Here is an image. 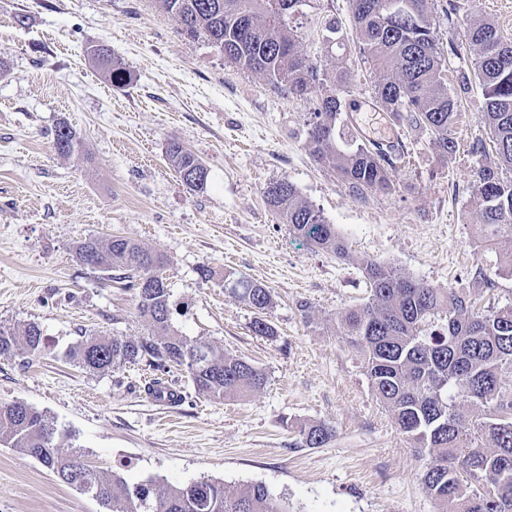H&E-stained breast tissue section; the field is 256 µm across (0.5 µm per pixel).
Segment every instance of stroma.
<instances>
[{"label":"stroma","mask_w":512,"mask_h":512,"mask_svg":"<svg viewBox=\"0 0 512 512\" xmlns=\"http://www.w3.org/2000/svg\"><path fill=\"white\" fill-rule=\"evenodd\" d=\"M446 5L435 0L431 23L440 43L458 47L447 68L473 73L463 21L448 20ZM331 19L339 31L327 45ZM289 24L317 62L322 90L335 89L357 128L377 74L354 51L349 0H312ZM98 42L131 71L129 86L112 85L88 59ZM0 55L8 65L0 75V325L39 323L50 345L41 357L0 356V403L42 412L60 454L103 476L121 471L131 484L262 483L288 512H439L421 481L423 460L334 325L369 296L364 259L464 289L485 306L512 304V276L495 274V254L472 239L477 158L469 146L487 136L479 86L464 93L457 79L448 83L460 103L456 153L442 156L429 132H402L395 191L361 197L306 146L322 90L275 92L206 38L181 35L155 0H0ZM62 120L84 154L53 150ZM172 138L208 168L204 190L188 189L169 165ZM284 179L335 224L352 259L291 234L263 197ZM112 235L166 256L174 327L262 368L260 391L220 402L199 394L181 367L160 376L127 364L101 374L66 359L91 333H149L133 290L75 257L77 242ZM480 268L491 282L477 277ZM238 278L271 288L276 336L253 333V310L224 288ZM156 378L179 393L176 405L153 401ZM315 424L334 434L311 448L298 431ZM0 512L107 510L0 445Z\"/></svg>","instance_id":"35a3bbf8"}]
</instances>
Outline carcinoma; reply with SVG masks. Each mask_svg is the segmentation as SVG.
Listing matches in <instances>:
<instances>
[{
	"mask_svg": "<svg viewBox=\"0 0 512 512\" xmlns=\"http://www.w3.org/2000/svg\"><path fill=\"white\" fill-rule=\"evenodd\" d=\"M285 0H157L175 19L180 34L204 36L239 67L264 74L273 88L302 95L320 83L317 64L303 55L290 27L294 11ZM361 57L380 72L375 105L394 123L428 130L439 152L452 155L457 101L442 77L454 43L438 46L430 23L434 0H349ZM475 54L474 67L484 98L481 120L491 144L478 139L475 204L481 220L472 225L476 247L499 255L495 274L512 276V39L495 24L470 21L465 32ZM97 68L113 85L125 87L132 74L98 43L88 48ZM52 148L62 156L84 151L83 141L66 123L52 133ZM307 146L317 160L333 167L352 191L388 192L396 168L381 148H371L348 132L342 102L334 93L321 98L320 111L307 131ZM166 158L181 182L201 190L209 171L203 162L172 140ZM264 198L290 231L318 250L350 256L346 239L294 184L273 181ZM77 258L136 290L146 336L84 337L67 353L82 369L106 373L127 363H143L166 374L184 366L199 393L224 401L261 390L266 373L206 341L183 336L172 324L170 291L161 270L163 255L124 237H90L75 247ZM370 283L368 300L336 317V335L364 358L373 395L398 430L426 459L424 485L441 512H512V386L502 373L512 370V306L475 310L458 288H436L373 260L362 263ZM224 288L255 310L252 331L276 335L268 319L271 289L244 279ZM46 351L36 322L0 326V356L41 355ZM481 409L468 416L464 405ZM333 435L325 424L299 430L302 442L319 447ZM56 430L37 410L15 401L0 404V445L35 458L63 483L91 495L111 512H288L266 485L243 490L210 479L158 488L153 482L131 485L114 474L100 476L77 456H64L55 445ZM488 483L482 491L473 485Z\"/></svg>",
	"mask_w": 512,
	"mask_h": 512,
	"instance_id": "cac0c4a2",
	"label": "carcinoma"
}]
</instances>
